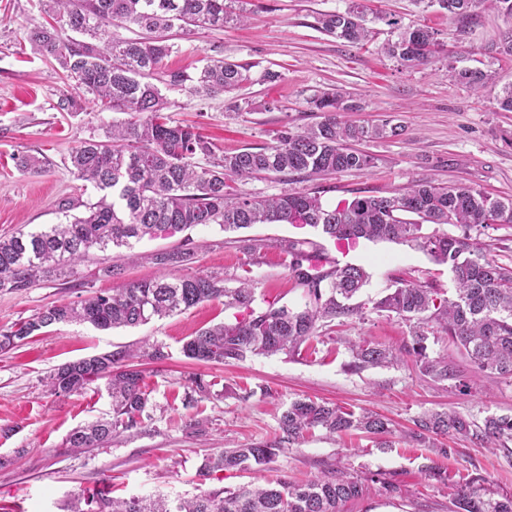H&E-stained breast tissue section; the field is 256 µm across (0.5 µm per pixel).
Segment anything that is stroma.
Here are the masks:
<instances>
[{"mask_svg":"<svg viewBox=\"0 0 512 512\" xmlns=\"http://www.w3.org/2000/svg\"><path fill=\"white\" fill-rule=\"evenodd\" d=\"M346 4L347 0H248L251 17L244 23L175 36L162 69L193 72L218 58L247 65L251 81L240 89V96L270 101L274 107L235 115L229 111L228 96L199 100L171 89L166 93L168 115L197 125L219 150L232 152L263 144L281 125L301 128L312 123L311 96L337 89L351 93L363 106L352 113V120L393 115L405 133L366 144V151L377 159L371 171L311 180L325 203L376 195L412 179L462 183L512 196V143L507 140L512 112L499 111L492 93H476L445 74L449 58H468L495 75L498 85L511 84L512 60L490 48L512 23L486 9L464 25L440 11L422 10L414 0H382L381 9L401 16L404 23L432 27L442 45L433 64L406 68L380 53V43L389 37L383 23H376L374 42L363 47L350 46L317 28L320 14L345 9ZM46 21L38 0H0L1 235L64 222L59 201L80 193L78 180L66 168L68 155L86 139L104 138L112 123L111 112L100 111L89 101L75 112L59 109L65 80L23 38L25 30ZM268 71L278 73V80L265 81ZM22 153L43 158V169L20 170L16 157ZM246 235L266 244L254 264L244 265L233 235L212 225L189 229L182 237L137 243L138 259L125 263L123 278L136 281L160 275L162 269L152 263V255L178 247L187 236L195 244L194 256L188 265L176 268V275L218 272L229 287L246 276L254 284L257 305L300 303L301 291L290 280L276 244L284 238L315 241L318 233L289 224H257ZM323 247L339 263L364 266L370 279L357 298L362 315L334 323L312 353L250 356L223 365L188 360L181 347L189 336L233 318V310L220 300L136 328L99 331L86 324L57 325L0 353V512H64L71 500L104 486L116 497L161 494L173 499L283 476L304 483L339 473L368 485L364 496L346 503L343 512H451L456 483L477 474L484 477L488 492L512 494V465L500 450L463 439L445 440L448 454L438 458L442 475L436 478L427 469L428 450L400 436H329L319 430L307 432L262 470L199 477L205 459L224 449L274 441L282 411L298 397L327 400L357 412L373 410L402 427L411 426L413 418L427 410L453 409L478 421L512 413V383L473 376L466 362L461 365L470 382L465 392L453 383L422 376L409 357L395 367L348 370L349 342L367 339L396 349L410 342L408 323L372 309L397 279L429 282L445 291L451 290L452 282L446 267L406 244L363 240L343 251L327 240ZM113 286L111 278L97 274L95 264L87 262L68 282H42L21 293L0 292V329L47 305L77 301ZM146 340L164 344L169 357L161 364L142 365L153 404L143 426L97 448L66 451L68 434L109 414L111 400L100 382L78 396L50 395L43 377L66 362ZM195 375L211 382L212 394L189 404L186 383ZM195 420L200 428L190 429Z\"/></svg>","mask_w":512,"mask_h":512,"instance_id":"stroma-1","label":"stroma"}]
</instances>
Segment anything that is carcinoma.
Returning <instances> with one entry per match:
<instances>
[{
  "label": "carcinoma",
  "instance_id": "obj_1",
  "mask_svg": "<svg viewBox=\"0 0 512 512\" xmlns=\"http://www.w3.org/2000/svg\"><path fill=\"white\" fill-rule=\"evenodd\" d=\"M59 24L24 32L31 48L55 61L73 82L78 95H64L63 111L79 106L90 95L104 110L125 115L112 121L105 139H86L69 155L68 169L99 193L96 201L69 199L68 213L83 207L86 214L63 224H46L35 232L0 236V291L19 293L40 281L54 282L77 274V266L98 252L133 249L144 238L171 237L196 226L217 225L225 232L255 224L309 226L327 240L390 241L415 246L448 268L453 292L400 278L395 288L373 304V310L394 314L409 323L411 341L396 350L362 340L348 345L351 371L394 366L411 356L419 372L438 383L462 381V370L448 355L428 353L430 337L441 336L467 359L475 372L512 380V263L489 258L481 241L472 236L512 225V198L493 197L463 184L444 186L415 180L386 194L356 196L334 206L318 191L291 188L273 196L242 194L235 184L267 175H299L304 180L339 173H364L376 158L359 145L402 135L405 126L387 116L372 123L344 119L362 110L351 94L323 91L310 99L316 121L303 128L286 124L273 131L270 142L235 152L216 154L214 145L195 128L165 115L163 89L186 91L200 100L239 90L250 81L249 69L224 59L210 60L197 73L169 70L155 78L159 64L172 51L169 33L178 27L222 28L246 15L233 4L240 0H39ZM370 0H349L344 10L320 14L317 27L327 35L360 45L369 40V24L385 20L391 39L383 52L401 65H428L439 45L426 25L404 26L384 19ZM438 7L452 20L462 21L481 9L493 8L512 21V0H419ZM141 31L123 38L116 28ZM446 73L457 84L476 90L492 83L491 75L448 62ZM238 112L268 109L266 102L231 98ZM435 225L425 232L423 224ZM451 226L450 233L444 227ZM266 244L241 240L245 264L257 260ZM285 268L305 302L256 308L255 288L246 277L238 286L225 285L218 274L170 276L123 282L109 292L74 303L52 304L26 320L0 330V352H7L44 328L89 323L100 330L133 328L154 318L168 317L202 302L224 299V307L243 309L247 316L199 330L184 342L185 357L205 364L240 361L248 355H295L310 349L323 328L362 311L350 301L369 280L359 265L330 260L320 243L306 238L278 242ZM190 242L152 255V261L176 268L190 260ZM96 260V259H94ZM98 273L119 278L123 268L106 258L96 260ZM165 346L144 343L64 363L45 377L56 396L83 393L105 381L112 415L89 421L71 431L64 447L97 448L112 436L138 428L150 406L143 371L134 358L164 361ZM411 441L437 455L448 454L442 439L465 438L485 448H504L512 441V414L490 415L477 422L457 411L428 410L413 419ZM322 429L330 434L360 431L373 436L394 432L388 418L354 411L328 402L295 399L279 418L281 436L273 442L227 448L207 459L199 476L215 470H247L263 465L297 442L304 433ZM485 479L469 476L456 485L453 512H512V494L483 491ZM365 485L345 476L316 478L304 484L278 480L262 487L219 488L190 499L164 496L114 498L99 490L66 505L67 512H341L340 506L363 497ZM86 508H81L80 504Z\"/></svg>",
  "mask_w": 512,
  "mask_h": 512
}]
</instances>
